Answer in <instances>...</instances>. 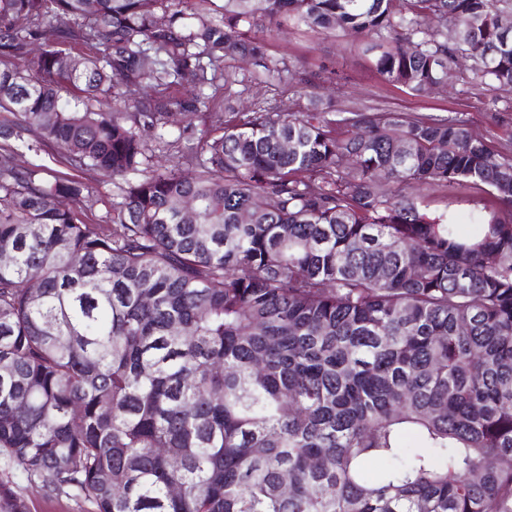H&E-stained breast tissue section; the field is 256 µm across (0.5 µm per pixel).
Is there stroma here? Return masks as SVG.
<instances>
[{
    "mask_svg": "<svg viewBox=\"0 0 512 512\" xmlns=\"http://www.w3.org/2000/svg\"><path fill=\"white\" fill-rule=\"evenodd\" d=\"M270 50L275 56L300 61L311 70L326 65L343 71L344 80L327 86L341 108L371 106L419 115L457 114L493 146L512 145V91L476 84L468 63H461L447 94L419 97L385 83L371 69L357 41L350 37L297 32L272 42ZM488 200V195L475 186L424 193V203L433 212L450 209L463 214L482 207ZM0 481L14 483L30 512H91L90 505L50 492L39 481L27 480L18 471L0 466Z\"/></svg>",
    "mask_w": 512,
    "mask_h": 512,
    "instance_id": "stroma-1",
    "label": "stroma"
}]
</instances>
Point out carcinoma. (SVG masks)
<instances>
[{
  "mask_svg": "<svg viewBox=\"0 0 512 512\" xmlns=\"http://www.w3.org/2000/svg\"><path fill=\"white\" fill-rule=\"evenodd\" d=\"M186 4L0 0V152L64 167L0 162V460L93 512H512V158L270 53L339 30L416 96L462 53L511 91L512 0ZM255 81L308 105L236 111ZM174 113L210 128L159 165ZM462 183L495 204L417 194ZM89 189L97 202L84 217L90 224H103L101 220L110 210L112 201L116 198L117 189L112 184V178L104 173H91L87 176ZM423 194L424 204L433 212H441L448 205L449 210L460 214L468 213L474 208L482 207L483 203H487L490 199L476 186L448 188V190L433 189Z\"/></svg>",
  "mask_w": 512,
  "mask_h": 512,
  "instance_id": "carcinoma-1",
  "label": "carcinoma"
}]
</instances>
